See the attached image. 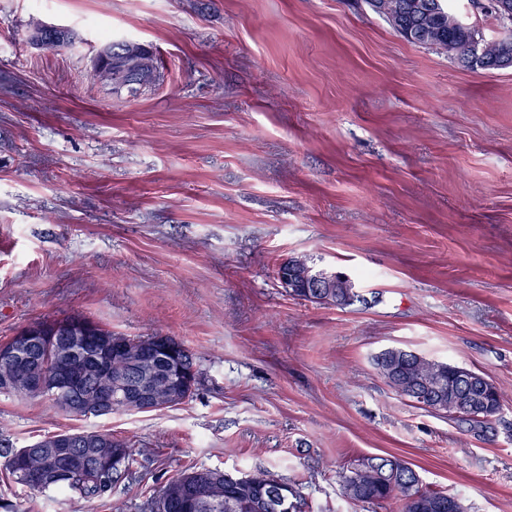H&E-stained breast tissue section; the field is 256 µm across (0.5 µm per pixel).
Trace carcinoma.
<instances>
[{"instance_id":"1","label":"carcinoma","mask_w":512,"mask_h":512,"mask_svg":"<svg viewBox=\"0 0 512 512\" xmlns=\"http://www.w3.org/2000/svg\"><path fill=\"white\" fill-rule=\"evenodd\" d=\"M389 13L376 11L400 36L406 41L433 48L448 56L463 68H469V58L481 54L492 60L496 58L502 45L496 40H486L476 27L462 28L448 24V16L452 14L449 0H383ZM499 23L509 21L512 25V0H490L487 7ZM119 69L112 71V91L118 93L124 89L133 93L145 82L129 81L118 76ZM34 367L45 375H53L56 371V361L43 342L28 350ZM185 364L195 368L191 379H183L172 385L180 393L182 402L190 401L195 392L201 372L194 354L190 349L184 352ZM383 364L381 376L387 385L397 394L413 398V391L420 387L424 389L427 398L417 401L424 408L451 413L450 398L453 396L467 398L473 394L478 396L475 409L469 417L460 416L458 420L470 428H481L490 422V416L497 410L503 409L504 401L500 389L480 373L454 365L448 362L431 360L412 354L405 357L400 348L387 350L374 359V364ZM111 373L131 377L135 374V364L132 356H117L112 358ZM465 374L472 378L466 383V388L458 387L459 376ZM106 382L98 376L94 367L86 372L85 388L80 396H89L104 388ZM76 449H83L87 455L86 467L73 479L61 483L54 488L56 492L70 494L86 502L112 494L120 481L133 474L138 463V450L131 441H124L127 448L125 469L111 474L104 481L99 475L98 456L112 447L113 436L110 433L96 430L76 432ZM391 465L397 472L405 471L409 477L405 481H395L390 486L382 477V466ZM43 458L32 455L26 462L28 480L14 479V482L36 490L33 480L42 475ZM184 471H179L170 477L160 489L156 498L151 501L153 512H303L292 511L283 505L279 492L265 486L271 472L264 471L254 475V483H243L230 473H224L222 496L215 499H203L197 502L196 508L189 511L186 508L187 488L176 490L179 477ZM342 496L353 506L365 508L369 505H379L390 502L395 505L396 512H448V501L459 499L456 494L435 490L422 484L420 477L404 460L395 457L368 456L357 460L348 467L338 471Z\"/></svg>"}]
</instances>
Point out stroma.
Instances as JSON below:
<instances>
[{"mask_svg":"<svg viewBox=\"0 0 512 512\" xmlns=\"http://www.w3.org/2000/svg\"><path fill=\"white\" fill-rule=\"evenodd\" d=\"M69 29L33 45L29 26ZM155 79H89L105 37ZM292 257L360 302L292 299ZM80 313L184 342L203 378L150 413L72 418L0 395V443L61 431L135 442L136 479L75 503L0 470L17 512H149L189 467L270 471L306 512H355L337 472L408 462L468 512H512V68L465 70L365 0H0V341ZM488 377L486 428L395 393L388 347Z\"/></svg>","mask_w":512,"mask_h":512,"instance_id":"stroma-1","label":"stroma"}]
</instances>
